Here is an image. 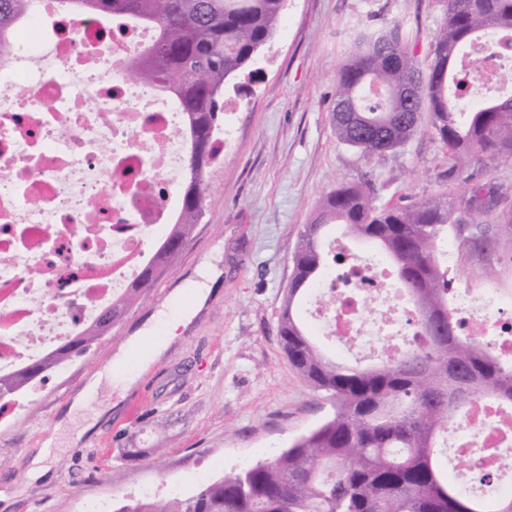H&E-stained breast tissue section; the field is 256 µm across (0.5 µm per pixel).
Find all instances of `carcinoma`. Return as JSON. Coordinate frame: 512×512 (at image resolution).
Returning <instances> with one entry per match:
<instances>
[{
  "mask_svg": "<svg viewBox=\"0 0 512 512\" xmlns=\"http://www.w3.org/2000/svg\"><path fill=\"white\" fill-rule=\"evenodd\" d=\"M77 14L130 18L152 26L154 43L134 75L175 92L186 115L190 150L182 213L154 260L118 300L121 318L170 266L167 245L185 241L207 199L205 173L220 147L214 132L224 112L226 83L243 73L276 31L284 0H60ZM444 20L430 45L431 73L423 80L409 46L389 26L359 33L338 71L331 122L339 142L371 160L402 147L428 113L448 152V173L475 160L512 164V97L478 109L461 105L465 83L448 95V74L460 54L486 32L512 46V0H444ZM37 0H0V49ZM507 195L475 186L469 195L445 193L411 205L379 204L362 187L342 183L319 203L292 257L293 276L279 321L288 362L327 395L334 414L281 453L232 469L187 497L129 500L115 512H486L478 496L444 477L439 440L472 404L489 397L512 408V362L490 344L462 336L450 309L448 270L437 257L458 210L491 211ZM377 246L390 260L403 295L418 315L421 343L397 358L381 355L358 366L326 356L297 314L302 296L326 265L323 239L332 225ZM102 337L98 327L0 377V403L20 396L42 373L80 357Z\"/></svg>",
  "mask_w": 512,
  "mask_h": 512,
  "instance_id": "carcinoma-1",
  "label": "carcinoma"
}]
</instances>
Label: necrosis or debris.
I'll use <instances>...</instances> for the list:
<instances>
[{
  "label": "necrosis or debris",
  "instance_id": "1",
  "mask_svg": "<svg viewBox=\"0 0 512 512\" xmlns=\"http://www.w3.org/2000/svg\"><path fill=\"white\" fill-rule=\"evenodd\" d=\"M153 28L73 16L38 0L0 53V375L77 336L153 259L179 211L184 113L175 95L131 79ZM493 33L463 63L497 86L512 55ZM380 260L330 266L317 323L327 336L395 354L416 346L414 308ZM463 335L512 360V280L452 289ZM471 474L512 472V411L480 402L453 428Z\"/></svg>",
  "mask_w": 512,
  "mask_h": 512
}]
</instances>
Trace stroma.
Returning <instances> with one entry per match:
<instances>
[{
    "label": "stroma",
    "instance_id": "35a3bbf8",
    "mask_svg": "<svg viewBox=\"0 0 512 512\" xmlns=\"http://www.w3.org/2000/svg\"><path fill=\"white\" fill-rule=\"evenodd\" d=\"M444 13L443 0H286L249 95L225 96L204 213L173 266L108 335L0 424V512H87L90 503L112 505L145 487L155 500L188 496L280 453L330 416L325 393L295 372L278 337L292 255L318 202L342 182L370 184L377 202L401 205L476 184L512 191L507 164L484 160L449 174L448 153L425 121L404 147L373 160L336 138L337 73L357 33L398 26L425 70ZM448 239L453 287H485V257L463 236ZM209 262L222 276L206 307L138 385L113 386L104 372L114 353ZM98 372L86 407L70 411ZM42 447L47 471L33 481L28 466Z\"/></svg>",
    "mask_w": 512,
    "mask_h": 512
}]
</instances>
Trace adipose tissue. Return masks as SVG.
<instances>
[{
  "label": "adipose tissue",
  "instance_id": "ef3b65f1",
  "mask_svg": "<svg viewBox=\"0 0 512 512\" xmlns=\"http://www.w3.org/2000/svg\"><path fill=\"white\" fill-rule=\"evenodd\" d=\"M219 275L216 267H208L204 281L189 283L188 293L191 302L188 307L175 315L164 312L157 315V322L166 327V336L159 341H152L154 328L149 325L142 333L131 336L126 345L119 348L112 359L111 369L112 378L118 386L128 390L135 385L139 371L148 369L164 353L170 341L176 338L178 329L187 327L192 318L204 307L212 293L210 285Z\"/></svg>",
  "mask_w": 512,
  "mask_h": 512
}]
</instances>
